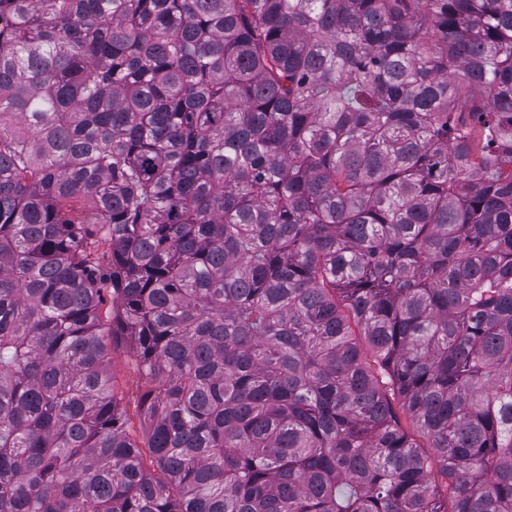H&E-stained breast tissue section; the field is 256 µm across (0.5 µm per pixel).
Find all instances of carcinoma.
I'll use <instances>...</instances> for the list:
<instances>
[{"label":"carcinoma","instance_id":"obj_1","mask_svg":"<svg viewBox=\"0 0 512 512\" xmlns=\"http://www.w3.org/2000/svg\"><path fill=\"white\" fill-rule=\"evenodd\" d=\"M0 512H512V0H0ZM110 348V373L113 376L115 391L129 405L131 422L127 428L130 437L135 438L143 447L145 441V428L140 420L132 416L134 399L141 391L142 375L138 370V362L133 342L125 336H116L112 343V336H106Z\"/></svg>","mask_w":512,"mask_h":512}]
</instances>
